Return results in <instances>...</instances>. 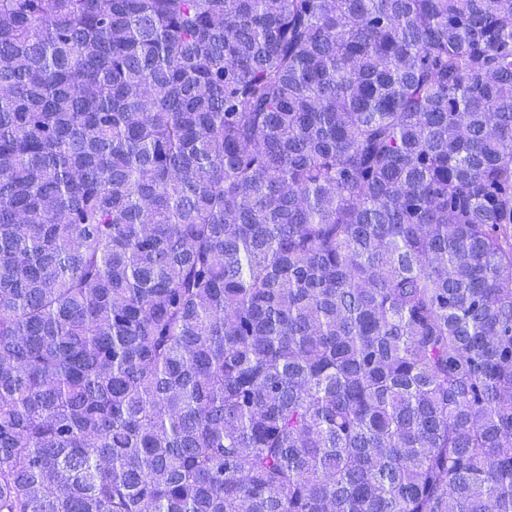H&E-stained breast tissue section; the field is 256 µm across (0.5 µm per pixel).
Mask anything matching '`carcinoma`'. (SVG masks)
<instances>
[{"instance_id":"obj_1","label":"carcinoma","mask_w":512,"mask_h":512,"mask_svg":"<svg viewBox=\"0 0 512 512\" xmlns=\"http://www.w3.org/2000/svg\"><path fill=\"white\" fill-rule=\"evenodd\" d=\"M0 512H512V0H0Z\"/></svg>"}]
</instances>
